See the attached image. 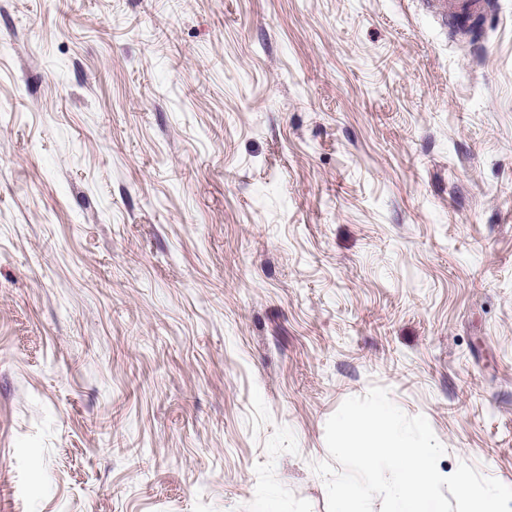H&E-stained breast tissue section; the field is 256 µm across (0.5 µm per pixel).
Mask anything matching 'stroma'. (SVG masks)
Masks as SVG:
<instances>
[{"label": "stroma", "instance_id": "stroma-1", "mask_svg": "<svg viewBox=\"0 0 512 512\" xmlns=\"http://www.w3.org/2000/svg\"><path fill=\"white\" fill-rule=\"evenodd\" d=\"M0 0V512H327L374 386L512 486V0ZM422 9L448 26V18H464L477 14L485 7L484 0H418Z\"/></svg>", "mask_w": 512, "mask_h": 512}]
</instances>
